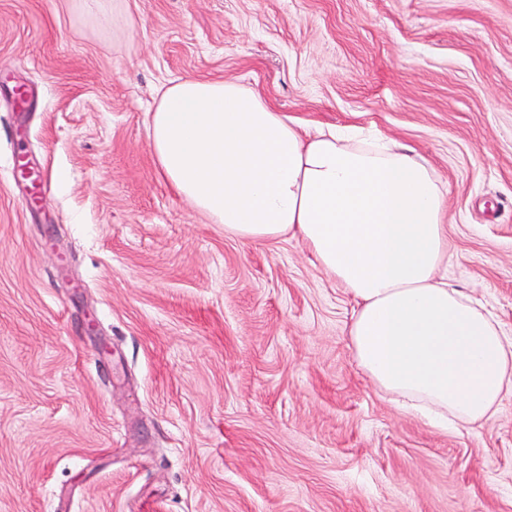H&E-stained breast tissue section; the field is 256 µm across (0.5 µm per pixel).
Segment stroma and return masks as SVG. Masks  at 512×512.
<instances>
[{
	"mask_svg": "<svg viewBox=\"0 0 512 512\" xmlns=\"http://www.w3.org/2000/svg\"><path fill=\"white\" fill-rule=\"evenodd\" d=\"M187 76L414 147L451 277L512 333V0H124L104 29L0 0V512H512V396L399 409L301 242L166 182L148 121Z\"/></svg>",
	"mask_w": 512,
	"mask_h": 512,
	"instance_id": "obj_1",
	"label": "stroma"
}]
</instances>
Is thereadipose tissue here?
I'll list each match as a JSON object with an SVG mask.
<instances>
[{
	"mask_svg": "<svg viewBox=\"0 0 512 512\" xmlns=\"http://www.w3.org/2000/svg\"><path fill=\"white\" fill-rule=\"evenodd\" d=\"M150 147L175 192L227 234L287 236L351 296L358 368L437 426L492 418L512 396V335L448 279L444 185L414 148L300 126L234 81L163 87Z\"/></svg>",
	"mask_w": 512,
	"mask_h": 512,
	"instance_id": "obj_1",
	"label": "adipose tissue"
}]
</instances>
